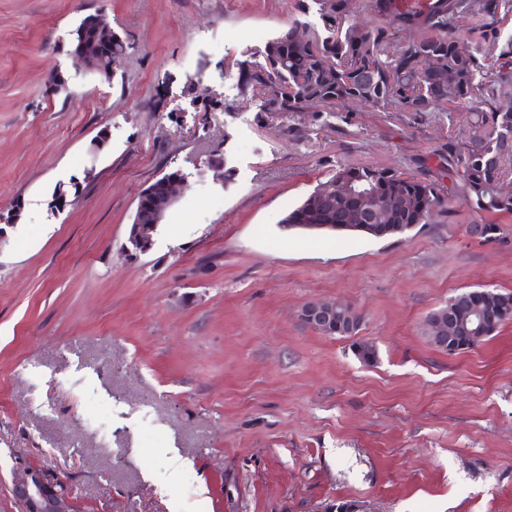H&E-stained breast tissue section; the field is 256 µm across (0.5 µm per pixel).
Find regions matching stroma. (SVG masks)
Segmentation results:
<instances>
[{
  "instance_id": "35a3bbf8",
  "label": "stroma",
  "mask_w": 512,
  "mask_h": 512,
  "mask_svg": "<svg viewBox=\"0 0 512 512\" xmlns=\"http://www.w3.org/2000/svg\"><path fill=\"white\" fill-rule=\"evenodd\" d=\"M295 3L0 0V209L23 204L0 247V512L24 466L66 476L80 512H512V320L454 355L424 334L461 288L512 293V215L459 202L400 238L282 229L334 162L438 177L450 128L238 103L236 54ZM99 9L130 46L107 81L70 52ZM174 167L184 192L130 259L138 196ZM488 222L506 243L470 233ZM314 298L360 312L354 335L304 326Z\"/></svg>"
}]
</instances>
